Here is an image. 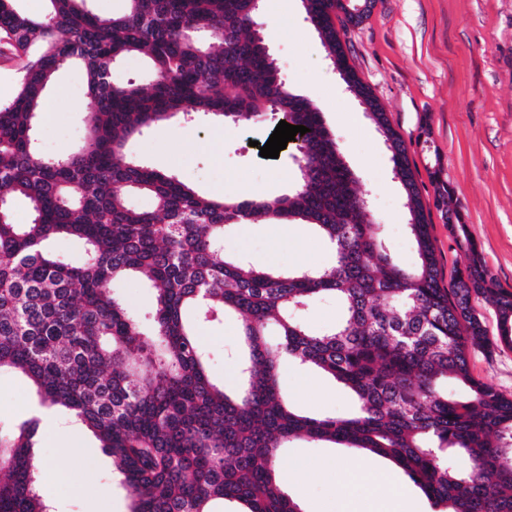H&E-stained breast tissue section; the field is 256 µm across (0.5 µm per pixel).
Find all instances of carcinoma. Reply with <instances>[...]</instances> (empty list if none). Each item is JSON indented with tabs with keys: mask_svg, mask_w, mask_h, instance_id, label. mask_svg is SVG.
<instances>
[{
	"mask_svg": "<svg viewBox=\"0 0 512 512\" xmlns=\"http://www.w3.org/2000/svg\"><path fill=\"white\" fill-rule=\"evenodd\" d=\"M40 19L0 0V56L20 63L15 97L0 103V374L27 380L40 403L91 431L127 489L130 512H301L276 480L280 450L295 439L329 442L386 458L442 512H512V396L476 380L469 355L512 347V292L488 275L448 185L434 171V206L466 258L444 285L427 217L404 196L417 262L401 264L365 210L321 111L281 79L264 39L251 31L257 0H126L105 16L84 0H46ZM330 65L360 101L374 95L356 76L336 29L358 25L342 0H302ZM143 55L145 90L112 78L116 62ZM80 66L88 86L80 148L38 153L41 104L59 68ZM276 112L311 132L298 155L301 181L266 199L213 198L124 152L126 141L179 115L250 124ZM394 178L420 192L406 148L382 109ZM145 194L153 208L132 207ZM30 220L18 224L14 203ZM314 226L331 246L323 267L260 269L224 256L237 224ZM85 246L79 263L48 244ZM150 282L151 328L135 319L113 282ZM333 296L341 320L322 332L301 318ZM495 308L492 339L472 300ZM242 320L230 391L210 371L199 331ZM315 367L352 391L345 416L296 413L281 370ZM467 389L448 396L442 381ZM39 421L0 429V512H50L39 493ZM469 461L457 468L450 457Z\"/></svg>",
	"mask_w": 512,
	"mask_h": 512,
	"instance_id": "1",
	"label": "carcinoma"
}]
</instances>
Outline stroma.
<instances>
[{
	"mask_svg": "<svg viewBox=\"0 0 512 512\" xmlns=\"http://www.w3.org/2000/svg\"><path fill=\"white\" fill-rule=\"evenodd\" d=\"M257 27L282 79L317 105L358 185L369 188L370 205L394 254L412 264L402 188L390 152L362 105L344 88L325 58L301 0L281 7L262 0ZM349 63L383 106L413 162L440 273L451 283L465 264L440 211L434 209L437 181H445L450 209L469 227L494 281L512 291V0H375L364 21L340 32ZM54 107L38 126L42 155L77 150L85 136L88 100L83 71L63 65L47 93ZM277 116L241 126L204 118L180 119L132 139L129 152L151 168L176 175L202 195L231 192L245 198L273 197L291 190L301 174L290 149L264 158ZM224 252L246 255L256 267L323 266L331 260L326 241L307 224H240L224 237ZM239 324L205 326L201 337L216 378L237 376L234 351ZM472 376L512 396V347L472 352ZM281 383L295 408L308 415H344L355 408L350 392L314 370L283 367ZM37 401L28 384L0 377V428L31 417ZM39 453L55 475L40 479V493L55 512H129L130 497L112 475V464L87 431L61 414L44 419ZM279 480L302 512H390L386 498L367 499L336 481L330 467L369 462L389 486L435 512L423 492L391 461L367 458L355 448L300 439L281 452Z\"/></svg>",
	"mask_w": 512,
	"mask_h": 512,
	"instance_id": "obj_1",
	"label": "stroma"
}]
</instances>
